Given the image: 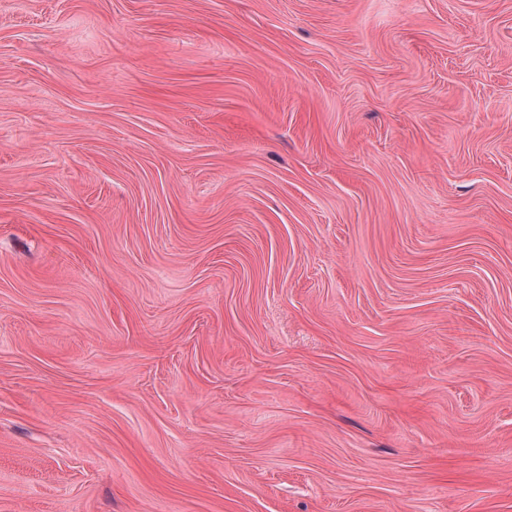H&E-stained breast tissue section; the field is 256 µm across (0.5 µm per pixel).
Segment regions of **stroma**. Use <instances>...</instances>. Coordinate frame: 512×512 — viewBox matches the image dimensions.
I'll use <instances>...</instances> for the list:
<instances>
[{
    "label": "stroma",
    "mask_w": 512,
    "mask_h": 512,
    "mask_svg": "<svg viewBox=\"0 0 512 512\" xmlns=\"http://www.w3.org/2000/svg\"><path fill=\"white\" fill-rule=\"evenodd\" d=\"M0 512H512V0H0Z\"/></svg>",
    "instance_id": "1"
}]
</instances>
